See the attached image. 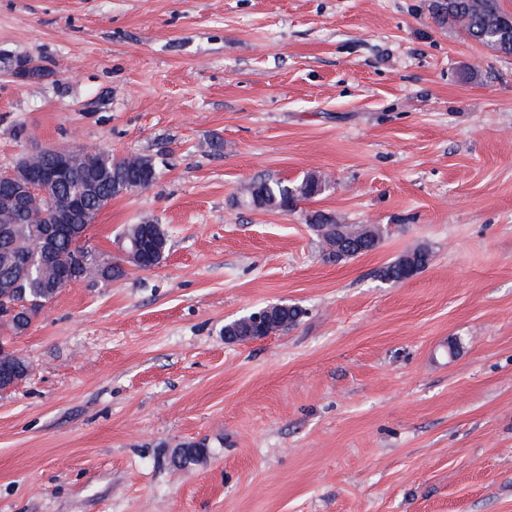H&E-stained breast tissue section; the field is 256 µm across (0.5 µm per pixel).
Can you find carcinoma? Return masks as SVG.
<instances>
[{"label":"carcinoma","mask_w":512,"mask_h":512,"mask_svg":"<svg viewBox=\"0 0 512 512\" xmlns=\"http://www.w3.org/2000/svg\"><path fill=\"white\" fill-rule=\"evenodd\" d=\"M436 18L446 23L453 21L471 40L496 53L512 56V14L505 12L499 0H434ZM84 169L100 171L104 176L93 185L84 181L59 186L60 198L79 195L83 199L88 221H93L102 209L103 201L134 189L151 186L158 177L155 160L149 155L115 157L110 152L94 151L86 154ZM328 177L314 172L296 182L258 177L241 188V202L255 209L286 211L302 200L324 193ZM309 227L328 249V256L336 261L355 257L360 250L372 251L381 242V230L376 225L339 224L332 217L316 214L308 220ZM44 225L31 221L30 210L15 208L7 219L0 220V310L8 317L0 318V383L8 386L23 380L28 374L27 364L10 350L9 341L26 332L63 288L62 280L75 277L76 270L93 267L100 280L110 282L125 275L123 265L112 262L87 243L64 236L55 243L62 262L49 264L44 269L32 265L26 270L23 259L38 258L37 246ZM126 243L146 239L145 252H128L134 265L153 268L165 258L168 235L162 225L153 221L147 225L131 224L123 231ZM431 252L418 249L390 263L380 270V278L392 284L412 270L418 272L429 265ZM304 311L295 305L282 304L266 312L269 330L276 333L296 324ZM251 335L250 324L232 320L224 324V336L243 339ZM206 457V445L188 443L177 449V466L197 465Z\"/></svg>","instance_id":"obj_1"}]
</instances>
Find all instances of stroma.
<instances>
[{
  "mask_svg": "<svg viewBox=\"0 0 512 512\" xmlns=\"http://www.w3.org/2000/svg\"><path fill=\"white\" fill-rule=\"evenodd\" d=\"M432 4L0 0V168L152 156L86 238L116 260L128 225L169 238L15 337L0 512H512V57ZM20 56L41 76L13 79ZM310 172L330 186L293 210L238 199ZM316 212L382 242L326 261ZM420 246L427 268L381 282ZM275 303L300 321L225 341ZM149 224H131L124 229L122 235L129 245L132 242L139 243L144 237L145 226L148 230V239L146 241L147 248L144 253L132 252L128 247V259L134 265L143 268H153L158 266L165 258L168 247V235L161 224L158 222H147ZM125 240L121 241V249L123 253L127 252ZM303 311L300 307L295 305L280 304V306L272 307L266 312L268 319L269 330L271 333H276L281 330L287 329L289 326L295 325ZM261 327V334L251 336V327L249 323L232 320L224 324V339L239 338L243 340L235 342H248L256 339H261L271 335ZM206 445L204 443H188L184 444L182 448H178L174 460L177 461V466L188 467L190 465H197L206 457Z\"/></svg>",
  "mask_w": 512,
  "mask_h": 512,
  "instance_id": "35a3bbf8",
  "label": "stroma"
}]
</instances>
